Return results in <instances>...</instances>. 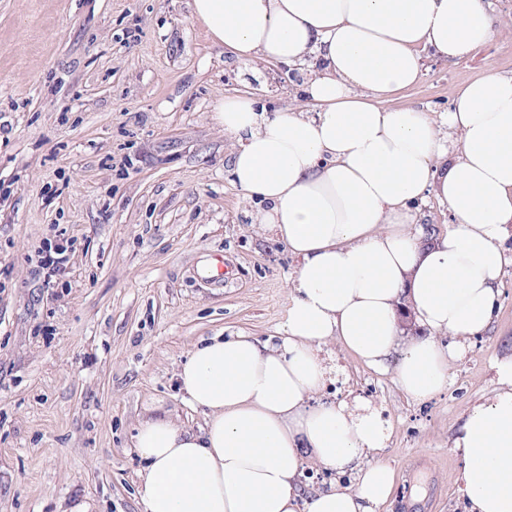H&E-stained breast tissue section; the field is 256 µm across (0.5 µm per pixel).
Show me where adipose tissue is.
I'll return each mask as SVG.
<instances>
[{"instance_id":"1","label":"adipose tissue","mask_w":512,"mask_h":512,"mask_svg":"<svg viewBox=\"0 0 512 512\" xmlns=\"http://www.w3.org/2000/svg\"><path fill=\"white\" fill-rule=\"evenodd\" d=\"M190 10L254 72L273 61L308 71L302 106L215 105L238 145L234 184L298 266L277 335L215 336L183 363L199 430L140 421L144 512H380L395 472L369 457L386 429L370 407L321 398L319 352L338 343L424 401L447 386L457 341L490 326L512 264V75L456 87L440 119L394 98L418 81L422 51L458 62L502 24L490 0H191ZM430 194L453 222L428 238L415 209ZM408 312L420 336L405 337ZM441 331L454 344H438ZM498 372L510 389L474 406L454 438L469 512H512V359ZM313 464L338 481L308 495Z\"/></svg>"}]
</instances>
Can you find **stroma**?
Returning a JSON list of instances; mask_svg holds the SVG:
<instances>
[{
	"mask_svg": "<svg viewBox=\"0 0 512 512\" xmlns=\"http://www.w3.org/2000/svg\"><path fill=\"white\" fill-rule=\"evenodd\" d=\"M189 0H0V512H144L132 445L168 413L195 429L182 360L201 339L283 323L297 261L233 184L237 148L214 105H293L287 67L254 73L215 46ZM472 58L429 56L398 103L442 113L457 85L512 74V0ZM75 240L65 287L34 271L59 228ZM216 255L230 281L204 268ZM325 398L369 405L389 429L376 461L396 475L382 512H466L454 433L506 384L512 266L489 328L464 341L448 385L418 402L392 375L323 346Z\"/></svg>",
	"mask_w": 512,
	"mask_h": 512,
	"instance_id": "obj_1",
	"label": "stroma"
}]
</instances>
